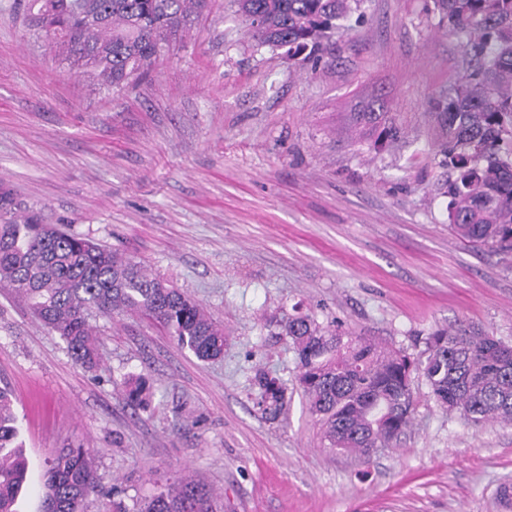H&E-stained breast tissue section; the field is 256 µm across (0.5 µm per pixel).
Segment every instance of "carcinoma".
Returning <instances> with one entry per match:
<instances>
[{
	"instance_id": "obj_1",
	"label": "carcinoma",
	"mask_w": 512,
	"mask_h": 512,
	"mask_svg": "<svg viewBox=\"0 0 512 512\" xmlns=\"http://www.w3.org/2000/svg\"><path fill=\"white\" fill-rule=\"evenodd\" d=\"M361 0H233L258 43L319 59L324 42ZM206 0H27L30 25L100 87L120 88L155 62ZM439 23L458 36L471 73L437 103L448 226L460 239L512 251V0H433ZM0 288L21 294L32 313L65 342L73 362L100 358L90 319L123 311L166 327L202 361L224 356V328L185 292L129 258L41 223L0 189ZM298 360L297 384L328 447L371 459L412 424V375L424 376L444 412L474 425L512 424V345L473 326L437 329L422 356L323 326L307 314L280 323ZM259 404L275 420L286 385L255 372ZM128 400L146 403L142 378L124 381ZM13 404L0 390V512H15L27 461L16 444ZM98 491L87 448H64L42 484L43 512H84ZM136 512H213L208 493L180 479L137 504Z\"/></svg>"
}]
</instances>
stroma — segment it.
Listing matches in <instances>:
<instances>
[{"label":"stroma","mask_w":512,"mask_h":512,"mask_svg":"<svg viewBox=\"0 0 512 512\" xmlns=\"http://www.w3.org/2000/svg\"><path fill=\"white\" fill-rule=\"evenodd\" d=\"M468 62L432 0H361L318 64L258 47L230 0L124 87L70 71L15 0H0V183L45 223L111 246L224 327L203 362L133 312L97 317L100 363L0 290V388L28 461L17 512H41L48 462L92 449L85 512H133L188 477L213 512H506L512 424L439 409L415 375L412 427L370 461L326 447L276 320L323 325L420 355L433 330L472 324L512 343V252L448 229L436 102ZM379 101L400 136L353 119ZM288 384L276 420L252 377ZM150 386L129 405L128 377Z\"/></svg>","instance_id":"1"}]
</instances>
